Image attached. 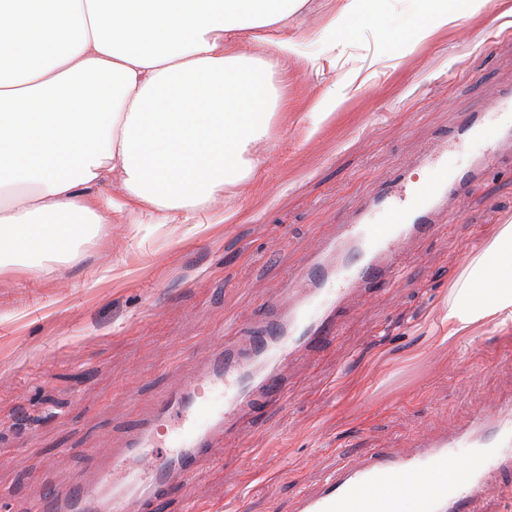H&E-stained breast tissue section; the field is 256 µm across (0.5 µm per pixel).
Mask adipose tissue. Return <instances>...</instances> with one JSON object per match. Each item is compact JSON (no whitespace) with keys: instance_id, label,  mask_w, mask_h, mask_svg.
<instances>
[{"instance_id":"ef3b65f1","label":"adipose tissue","mask_w":512,"mask_h":512,"mask_svg":"<svg viewBox=\"0 0 512 512\" xmlns=\"http://www.w3.org/2000/svg\"><path fill=\"white\" fill-rule=\"evenodd\" d=\"M384 0H343L319 40L378 18ZM407 44L457 24L482 0H411ZM307 0H0V272L46 271L113 212L184 224L246 186L282 99L267 63L237 53L240 32L288 25ZM119 180L124 201L102 193ZM445 338L488 323L512 330V224L464 268Z\"/></svg>"}]
</instances>
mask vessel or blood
Listing matches in <instances>:
<instances>
[{"label":"vessel or blood","mask_w":512,"mask_h":512,"mask_svg":"<svg viewBox=\"0 0 512 512\" xmlns=\"http://www.w3.org/2000/svg\"><path fill=\"white\" fill-rule=\"evenodd\" d=\"M499 110H512V86L464 114L449 141L477 137ZM499 157L484 152L458 166L448 160L447 143L432 146L420 164L439 170L440 179L421 187L403 169L368 204L350 208L345 223L314 242L281 300L264 306L249 333L225 327L203 371L163 391L120 447L98 449L57 486L46 512H157L173 483L195 477L216 437H237L258 406L285 402L288 361L337 332L352 295L393 282L400 247L430 236L448 201L465 196ZM162 439L169 450L159 454ZM501 474L512 475V398L481 407L461 427L418 430L405 451L375 448L337 459L315 488L298 491L292 512H405L410 505L417 512H484L485 490Z\"/></svg>","instance_id":"b4317fda"}]
</instances>
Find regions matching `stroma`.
Segmentation results:
<instances>
[{
  "instance_id": "35a3bbf8",
  "label": "stroma",
  "mask_w": 512,
  "mask_h": 512,
  "mask_svg": "<svg viewBox=\"0 0 512 512\" xmlns=\"http://www.w3.org/2000/svg\"><path fill=\"white\" fill-rule=\"evenodd\" d=\"M341 0H310L298 57L276 62L288 107L249 189H225L194 224H107L45 272L0 275V503L28 512L48 476L120 444L165 388L192 380L225 324L249 330L330 234L472 108L512 83V0H486L457 26L407 49L408 0L342 38L322 73L317 31ZM392 44H384L381 30ZM356 79L316 133L312 106ZM434 234L405 245L402 278L351 299L322 350L286 368L288 401L255 411L234 442L216 441L160 512H291L337 455L404 450L418 429L462 425L512 395V332L489 325L445 341L440 318L468 259L512 222V160L490 171Z\"/></svg>"
}]
</instances>
